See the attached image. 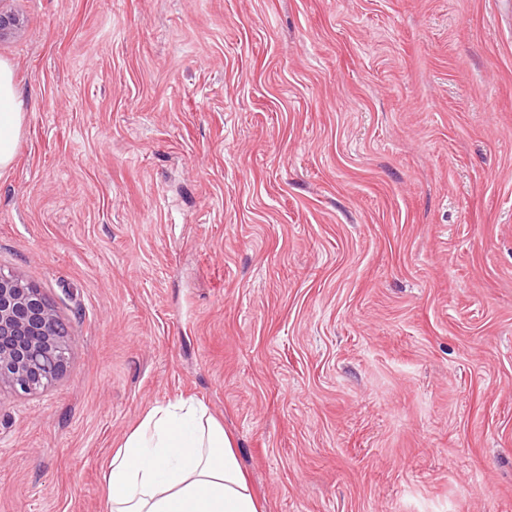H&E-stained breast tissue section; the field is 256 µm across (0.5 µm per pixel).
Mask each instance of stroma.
<instances>
[{"label": "stroma", "instance_id": "stroma-1", "mask_svg": "<svg viewBox=\"0 0 512 512\" xmlns=\"http://www.w3.org/2000/svg\"><path fill=\"white\" fill-rule=\"evenodd\" d=\"M0 7V270L72 341L0 392V512H106L181 396L266 512H512L504 0ZM24 112L12 68L0 61V169L9 167L15 156Z\"/></svg>", "mask_w": 512, "mask_h": 512}]
</instances>
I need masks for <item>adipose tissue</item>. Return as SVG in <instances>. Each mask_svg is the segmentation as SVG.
Returning <instances> with one entry per match:
<instances>
[{
  "instance_id": "ef3b65f1",
  "label": "adipose tissue",
  "mask_w": 512,
  "mask_h": 512,
  "mask_svg": "<svg viewBox=\"0 0 512 512\" xmlns=\"http://www.w3.org/2000/svg\"><path fill=\"white\" fill-rule=\"evenodd\" d=\"M23 122L13 70L0 61V169L14 160ZM105 480L109 512H265L232 437L195 399L152 408L113 453Z\"/></svg>"
}]
</instances>
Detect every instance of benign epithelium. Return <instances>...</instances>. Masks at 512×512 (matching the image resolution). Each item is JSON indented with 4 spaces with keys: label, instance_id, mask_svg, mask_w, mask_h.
Listing matches in <instances>:
<instances>
[{
    "label": "benign epithelium",
    "instance_id": "1",
    "mask_svg": "<svg viewBox=\"0 0 512 512\" xmlns=\"http://www.w3.org/2000/svg\"><path fill=\"white\" fill-rule=\"evenodd\" d=\"M60 323L39 289L0 272V389L28 394L64 372L71 340Z\"/></svg>",
    "mask_w": 512,
    "mask_h": 512
}]
</instances>
